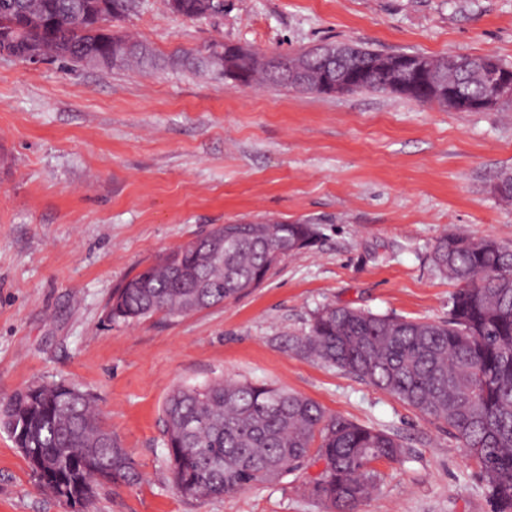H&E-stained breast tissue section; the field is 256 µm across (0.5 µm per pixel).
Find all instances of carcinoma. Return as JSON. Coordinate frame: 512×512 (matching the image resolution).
I'll list each match as a JSON object with an SVG mask.
<instances>
[{
  "label": "carcinoma",
  "instance_id": "cac0c4a2",
  "mask_svg": "<svg viewBox=\"0 0 512 512\" xmlns=\"http://www.w3.org/2000/svg\"><path fill=\"white\" fill-rule=\"evenodd\" d=\"M136 0H0V49L20 57L39 50L78 64L97 56L102 70L136 66L143 71H200L207 57L224 58L230 43L165 58L130 33L112 30ZM224 13V0H181L180 15L207 20ZM116 41L130 50L108 60ZM347 68L358 70L380 51L354 44ZM209 56H204V53ZM470 55L424 56L433 82L455 84L474 97L494 92L497 77L472 80ZM230 67L249 85L272 84L324 94L319 71L307 82L270 70L268 54L239 51ZM370 90L423 104H441L427 89L408 90L367 73L341 88ZM312 224H216L112 291L111 322H138L162 313L187 316L236 301L261 287L288 257L314 245ZM455 282L448 320L428 322L379 315L351 306L318 311L309 332L296 339L303 355L384 390L421 415L448 426L476 459L494 512H512V248L490 239L443 235L430 255ZM170 478L186 498L210 500L276 481L303 465L322 463L306 485L325 512H357L378 481L373 463L396 461L400 439L384 430L329 414L316 401L270 383L217 378L180 385L162 407ZM0 426L13 441L35 450L55 468L38 472V487L54 496L83 497L84 487L132 486L141 480L133 459L95 410L93 398L67 382L36 383L0 403Z\"/></svg>",
  "mask_w": 512,
  "mask_h": 512
}]
</instances>
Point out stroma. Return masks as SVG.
Masks as SVG:
<instances>
[{"instance_id":"obj_1","label":"stroma","mask_w":512,"mask_h":512,"mask_svg":"<svg viewBox=\"0 0 512 512\" xmlns=\"http://www.w3.org/2000/svg\"><path fill=\"white\" fill-rule=\"evenodd\" d=\"M155 53L235 43L266 53L353 42L388 53H494L512 64V0H224L190 21L140 0L119 22ZM512 103L456 112L379 92L321 96L233 87L221 75L0 56V400L77 384L131 453L140 483L89 512H324L303 466L213 500L181 496L163 444L170 389L230 377L271 382L407 447L376 465L357 512H494L479 468L447 428L294 348L314 313L350 305L446 319L454 282L434 268L443 234L512 245ZM318 227L236 302L111 322L112 290L215 224ZM0 512H75L41 491L0 428Z\"/></svg>"}]
</instances>
